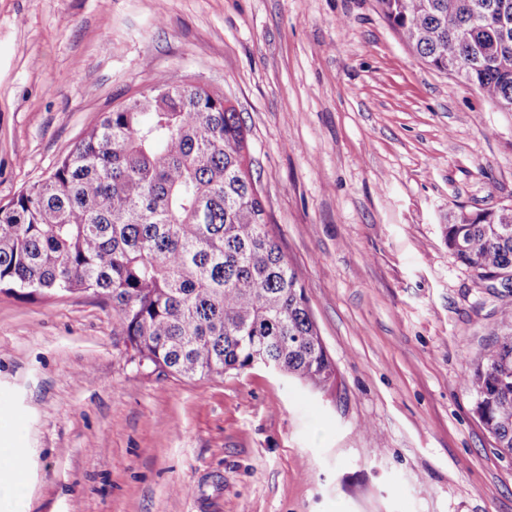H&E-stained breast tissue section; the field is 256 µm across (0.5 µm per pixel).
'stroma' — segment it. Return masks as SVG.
Masks as SVG:
<instances>
[{
	"instance_id": "1",
	"label": "stroma",
	"mask_w": 512,
	"mask_h": 512,
	"mask_svg": "<svg viewBox=\"0 0 512 512\" xmlns=\"http://www.w3.org/2000/svg\"><path fill=\"white\" fill-rule=\"evenodd\" d=\"M162 76L239 112L336 383L160 376L94 297L0 293L27 512H512L463 381L512 292L443 234L455 206L512 205V112L426 65L377 0H0V204Z\"/></svg>"
}]
</instances>
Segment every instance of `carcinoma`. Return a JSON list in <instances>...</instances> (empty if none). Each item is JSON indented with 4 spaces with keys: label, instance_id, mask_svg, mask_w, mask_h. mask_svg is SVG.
<instances>
[{
    "label": "carcinoma",
    "instance_id": "carcinoma-1",
    "mask_svg": "<svg viewBox=\"0 0 512 512\" xmlns=\"http://www.w3.org/2000/svg\"><path fill=\"white\" fill-rule=\"evenodd\" d=\"M430 67L512 112V0H378ZM459 59L463 67L448 69ZM104 113L42 179L0 204V293L89 294L112 309L130 360L158 375L222 377L276 363L315 391L336 381L300 278L269 235L247 129L224 95L155 82ZM455 258L512 284L500 210L448 212ZM464 382L512 457V304Z\"/></svg>",
    "mask_w": 512,
    "mask_h": 512
}]
</instances>
